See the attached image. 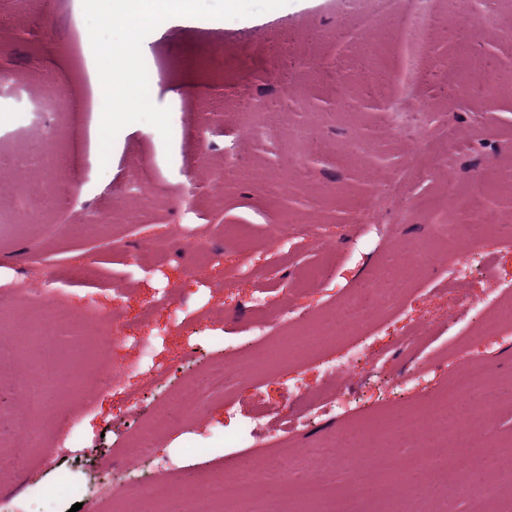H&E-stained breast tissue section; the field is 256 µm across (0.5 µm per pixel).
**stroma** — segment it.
<instances>
[{"instance_id":"obj_1","label":"stroma","mask_w":512,"mask_h":512,"mask_svg":"<svg viewBox=\"0 0 512 512\" xmlns=\"http://www.w3.org/2000/svg\"><path fill=\"white\" fill-rule=\"evenodd\" d=\"M410 0H290L241 19L175 17L142 46L150 97L170 108L172 140L137 122L100 161L102 85L93 63L82 0H0V343L15 347L13 367L32 370L49 346L70 378L45 411L26 417L23 399L0 389V454L29 442L22 468L0 471L10 512H140L162 464L170 490L202 486L213 474L235 481L242 461L287 462L289 481L266 477L239 491L237 512H316L344 501L349 512L387 503L413 512L403 486L386 484L383 461L410 459L417 441L357 442L359 488L330 440L377 432L392 415L424 409L472 360L512 383V334L481 333L462 306L481 295L480 274L455 282L432 263L420 270L407 244L435 248L436 231L479 224L477 255L512 278V96L478 83L474 58L512 86V0H474L470 19L436 0L430 64L404 79L400 20ZM348 104L337 110V86ZM53 152L69 182L57 187L40 156ZM476 187L459 208L435 206L445 180ZM47 196L18 221L17 200ZM376 221H359L362 208ZM92 225L89 233L76 232ZM199 233L210 260L193 271L180 234ZM335 242L332 251L315 240ZM155 241L167 242L163 253ZM92 269L73 282L68 273ZM55 279L54 304L39 287ZM378 284L385 305L364 321L361 360L325 376L358 342L338 336L296 341L306 325L334 324L347 300ZM260 300L271 338L255 347L248 326ZM80 312V324L66 314ZM432 337L419 350L427 369L410 384L376 368L393 352L411 368L405 332ZM471 341L456 352L457 332ZM252 374L205 396L191 416L164 423L150 455L126 463L151 413L186 380L205 377L225 347ZM350 387L344 403L302 418L287 441L273 431L298 391ZM449 473L478 486L499 471L492 451L465 464L441 449Z\"/></svg>"}]
</instances>
